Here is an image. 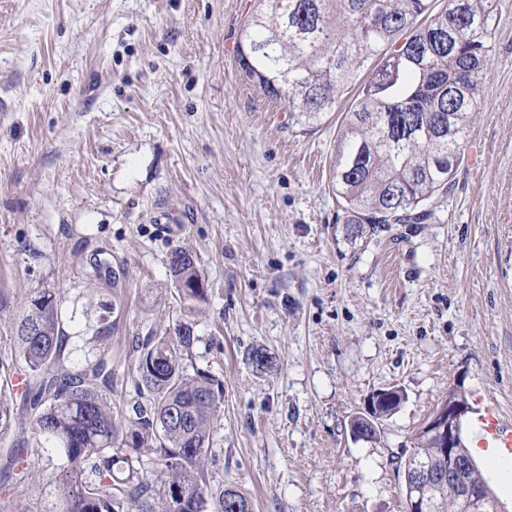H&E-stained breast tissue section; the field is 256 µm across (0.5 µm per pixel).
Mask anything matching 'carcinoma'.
Here are the masks:
<instances>
[{"instance_id":"obj_1","label":"carcinoma","mask_w":512,"mask_h":512,"mask_svg":"<svg viewBox=\"0 0 512 512\" xmlns=\"http://www.w3.org/2000/svg\"><path fill=\"white\" fill-rule=\"evenodd\" d=\"M257 2L240 33L239 66L288 106L294 124H318L359 84L333 160L348 238L430 218L427 205L448 195L480 110L503 0H447L435 14L430 0ZM169 269L179 299L197 310L206 301L197 257L175 248ZM60 307L54 292H36L15 327L24 367L0 360V380L13 388L0 395V432L18 434L0 457V512H26L10 481L33 477L46 440L68 458L51 512H249L246 496L210 480L224 381L187 373L195 323L139 338L137 399L124 415L113 410L106 353L65 368ZM412 452L437 462L420 430Z\"/></svg>"}]
</instances>
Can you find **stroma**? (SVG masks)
Wrapping results in <instances>:
<instances>
[{
  "label": "stroma",
  "instance_id": "stroma-1",
  "mask_svg": "<svg viewBox=\"0 0 512 512\" xmlns=\"http://www.w3.org/2000/svg\"><path fill=\"white\" fill-rule=\"evenodd\" d=\"M252 4L0 0V359L28 296L54 291L66 367L110 347L126 412L139 337L192 320L187 368L224 382L214 480L250 512H404L405 459L450 387L464 438L486 400L512 420V0L451 192L427 223L356 240L333 186L340 113L302 131L240 70ZM177 247L208 288L196 312ZM391 387L402 404L354 439L351 416ZM66 464L46 444L17 489L28 512ZM169 269L179 299L189 311L197 310L206 301V288H194L199 282L204 284L197 257L188 250L175 248L169 254Z\"/></svg>",
  "mask_w": 512,
  "mask_h": 512
}]
</instances>
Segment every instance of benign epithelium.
Here are the masks:
<instances>
[{
    "mask_svg": "<svg viewBox=\"0 0 512 512\" xmlns=\"http://www.w3.org/2000/svg\"><path fill=\"white\" fill-rule=\"evenodd\" d=\"M399 391L390 388L373 394L367 402V412L380 404L398 400ZM470 412L466 402L442 405L424 423L432 437L443 466L431 469L416 458L407 457L405 470L406 512H431L429 497L443 487L454 499V512H501L497 499L486 483L470 477L474 465L462 454V422Z\"/></svg>",
    "mask_w": 512,
    "mask_h": 512,
    "instance_id": "obj_1",
    "label": "benign epithelium"
}]
</instances>
